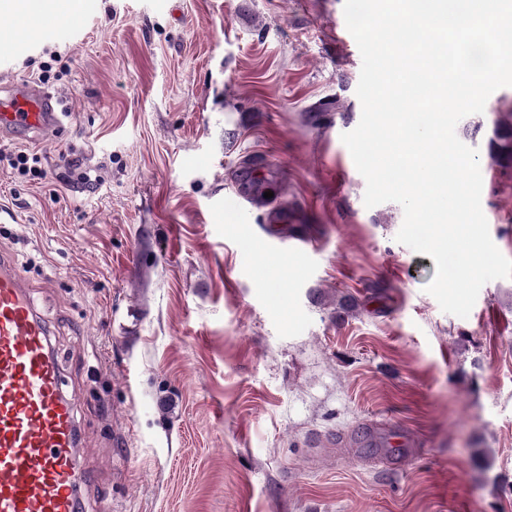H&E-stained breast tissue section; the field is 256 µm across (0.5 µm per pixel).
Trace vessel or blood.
Returning a JSON list of instances; mask_svg holds the SVG:
<instances>
[{"label":"vessel or blood","instance_id":"obj_1","mask_svg":"<svg viewBox=\"0 0 512 512\" xmlns=\"http://www.w3.org/2000/svg\"><path fill=\"white\" fill-rule=\"evenodd\" d=\"M0 135H53L56 100L14 82ZM77 417L64 395L50 331L9 258L0 255V512H82L75 484Z\"/></svg>","mask_w":512,"mask_h":512}]
</instances>
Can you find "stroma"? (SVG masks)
Wrapping results in <instances>:
<instances>
[{"instance_id":"stroma-1","label":"stroma","mask_w":512,"mask_h":512,"mask_svg":"<svg viewBox=\"0 0 512 512\" xmlns=\"http://www.w3.org/2000/svg\"><path fill=\"white\" fill-rule=\"evenodd\" d=\"M1 29L0 85L62 58L56 135L0 137L44 171L0 167V253L75 405L83 512H512V279L445 313L402 207H365L344 0H89ZM486 106L456 135L512 259V167L487 148L512 87ZM377 420L414 447L348 449Z\"/></svg>"}]
</instances>
